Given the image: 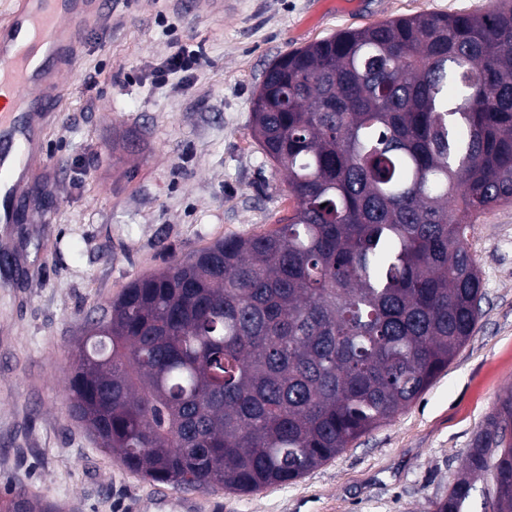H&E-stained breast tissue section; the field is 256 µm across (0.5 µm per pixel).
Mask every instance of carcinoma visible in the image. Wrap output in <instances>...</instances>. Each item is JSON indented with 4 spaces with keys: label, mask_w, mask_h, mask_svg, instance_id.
Segmentation results:
<instances>
[{
    "label": "carcinoma",
    "mask_w": 512,
    "mask_h": 512,
    "mask_svg": "<svg viewBox=\"0 0 512 512\" xmlns=\"http://www.w3.org/2000/svg\"><path fill=\"white\" fill-rule=\"evenodd\" d=\"M400 16L273 62L251 134L294 201L87 316L70 409L131 474L250 494L407 409L481 316L473 224L512 205V0ZM512 512V390L433 512ZM59 512L12 493L6 512Z\"/></svg>",
    "instance_id": "obj_1"
}]
</instances>
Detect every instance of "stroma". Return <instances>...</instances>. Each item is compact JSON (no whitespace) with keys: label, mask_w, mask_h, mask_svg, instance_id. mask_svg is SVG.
<instances>
[{"label":"stroma","mask_w":512,"mask_h":512,"mask_svg":"<svg viewBox=\"0 0 512 512\" xmlns=\"http://www.w3.org/2000/svg\"><path fill=\"white\" fill-rule=\"evenodd\" d=\"M491 0H112L86 36L63 111L42 132L21 222L0 224V505L23 490L62 512H178L70 413L72 345L132 280L291 212L284 174L250 135L278 57L401 15L481 13ZM198 69L153 79L181 50ZM469 247L485 298L470 339L409 408L297 481L203 492V512H431L512 387V205Z\"/></svg>","instance_id":"stroma-1"}]
</instances>
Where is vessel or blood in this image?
I'll use <instances>...</instances> for the list:
<instances>
[{"mask_svg": "<svg viewBox=\"0 0 512 512\" xmlns=\"http://www.w3.org/2000/svg\"><path fill=\"white\" fill-rule=\"evenodd\" d=\"M111 0H20L0 16V223L17 205L39 149V115L61 111L85 34L104 23Z\"/></svg>", "mask_w": 512, "mask_h": 512, "instance_id": "1", "label": "vessel or blood"}]
</instances>
